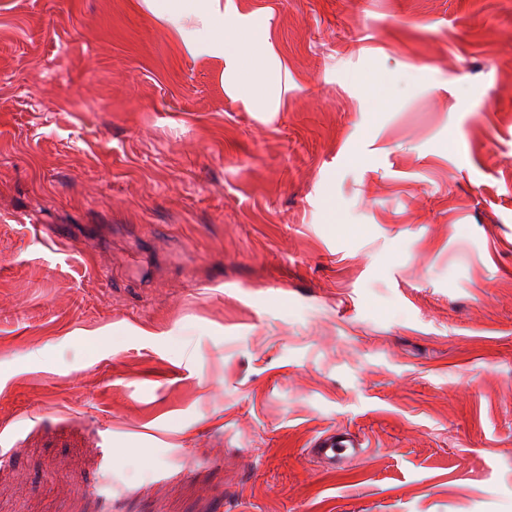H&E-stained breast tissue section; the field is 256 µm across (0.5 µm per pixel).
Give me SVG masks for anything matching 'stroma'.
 Wrapping results in <instances>:
<instances>
[{
  "label": "stroma",
  "instance_id": "stroma-1",
  "mask_svg": "<svg viewBox=\"0 0 512 512\" xmlns=\"http://www.w3.org/2000/svg\"><path fill=\"white\" fill-rule=\"evenodd\" d=\"M224 21L0 0V512H512V0ZM151 12L162 19L182 39L185 50L192 56H232L240 61L237 72L239 84L249 94L262 86L264 76L253 64L257 42L247 28H227L224 25L223 0H189L187 9L161 8L155 0H144ZM194 16L199 25H188ZM362 444L350 433L333 432L316 438L309 449L322 468L333 472L360 458L364 452Z\"/></svg>",
  "mask_w": 512,
  "mask_h": 512
}]
</instances>
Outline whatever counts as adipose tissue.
<instances>
[{"instance_id":"1","label":"adipose tissue","mask_w":512,"mask_h":512,"mask_svg":"<svg viewBox=\"0 0 512 512\" xmlns=\"http://www.w3.org/2000/svg\"><path fill=\"white\" fill-rule=\"evenodd\" d=\"M151 12L162 19L181 38L185 50L193 56L235 57L240 66L239 84L248 93H256L264 77L253 64L257 42L246 28L224 24V0H189L187 9L160 7L157 0H145Z\"/></svg>"}]
</instances>
